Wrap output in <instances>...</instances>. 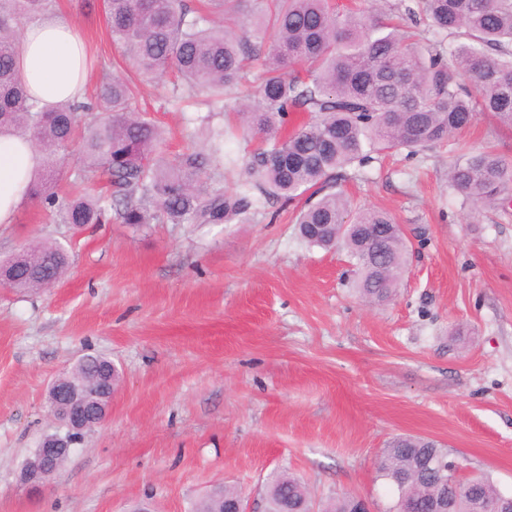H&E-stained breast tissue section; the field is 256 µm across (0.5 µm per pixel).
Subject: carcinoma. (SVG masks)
I'll use <instances>...</instances> for the list:
<instances>
[{
    "instance_id": "obj_1",
    "label": "carcinoma",
    "mask_w": 512,
    "mask_h": 512,
    "mask_svg": "<svg viewBox=\"0 0 512 512\" xmlns=\"http://www.w3.org/2000/svg\"><path fill=\"white\" fill-rule=\"evenodd\" d=\"M50 0H0V131L27 134L43 157L30 196L63 224L82 227L117 219L122 224H221L241 220L262 201H308L296 217L310 246L343 245L353 260L354 288L372 303L388 301L409 261L404 232L386 211L360 208L339 189L347 169L364 167L395 148L440 145L481 112L512 127V0H398L371 14L336 13L331 0H106L113 42L146 76L173 69L209 103L224 100L261 70L254 96L245 98L247 132L266 138L244 168L248 180L234 192L201 181L205 165L224 162V129L210 131L208 154L186 153L163 163L151 155L157 125L132 106L135 89L123 75L106 74L97 100L108 118L79 143L81 180L107 172L112 195L61 196L53 176L59 153L74 143L92 108L66 104L47 113L32 101L18 74L14 50L18 21L48 9ZM307 120L288 129V115ZM449 187L474 211L512 199V161L492 151L456 148ZM259 195H254L253 191ZM13 287L38 289L58 281L69 263L66 249L39 244L6 260ZM110 363L87 355L72 373L87 379ZM448 452L432 440L394 438L378 460L377 479L391 490L396 512H435L441 500L469 512L473 499L501 495L488 476L472 485L437 466ZM245 500L224 486L194 512H221ZM344 493L322 512H354ZM267 512H312L310 493L298 477L274 472L265 487Z\"/></svg>"
}]
</instances>
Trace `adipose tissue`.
I'll return each instance as SVG.
<instances>
[{
	"instance_id": "ef3b65f1",
	"label": "adipose tissue",
	"mask_w": 512,
	"mask_h": 512,
	"mask_svg": "<svg viewBox=\"0 0 512 512\" xmlns=\"http://www.w3.org/2000/svg\"><path fill=\"white\" fill-rule=\"evenodd\" d=\"M86 45L75 23L52 15L29 23L16 45L17 67L29 96L51 110L80 101L88 78ZM38 153L27 136L0 133V224L15 223Z\"/></svg>"
}]
</instances>
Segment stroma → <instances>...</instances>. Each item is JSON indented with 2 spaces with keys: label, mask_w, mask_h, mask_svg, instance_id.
I'll list each match as a JSON object with an SVG mask.
<instances>
[{
  "label": "stroma",
  "mask_w": 512,
  "mask_h": 512,
  "mask_svg": "<svg viewBox=\"0 0 512 512\" xmlns=\"http://www.w3.org/2000/svg\"><path fill=\"white\" fill-rule=\"evenodd\" d=\"M91 70L130 77L162 131L156 158L206 149L234 99L173 93L113 44L103 0H53ZM460 139L512 159V128L477 116ZM452 145L399 148L343 184L383 208L411 250L395 296L372 306L345 249L305 244L300 201L272 199L232 224L112 222L74 230L26 199L0 224V260L29 242L70 253L52 288L0 287V512H190L214 485L251 512L274 471L301 478L315 512L349 492L385 503L376 463L399 435L447 448L464 476L512 494V207L474 215L448 187ZM89 354L119 372L105 422L31 493L20 471L60 422L52 381Z\"/></svg>",
  "instance_id": "1"
}]
</instances>
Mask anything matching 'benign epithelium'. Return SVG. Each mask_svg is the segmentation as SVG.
<instances>
[{
    "label": "benign epithelium",
    "mask_w": 512,
    "mask_h": 512,
    "mask_svg": "<svg viewBox=\"0 0 512 512\" xmlns=\"http://www.w3.org/2000/svg\"><path fill=\"white\" fill-rule=\"evenodd\" d=\"M113 373L103 370L94 381L74 382L63 375L49 390V404L53 415L62 422L66 431L44 438L36 451L44 464L26 467L20 475L21 484L36 490L56 472L57 465L67 459L78 444L83 432L102 423L109 410L112 397Z\"/></svg>",
    "instance_id": "obj_1"
}]
</instances>
